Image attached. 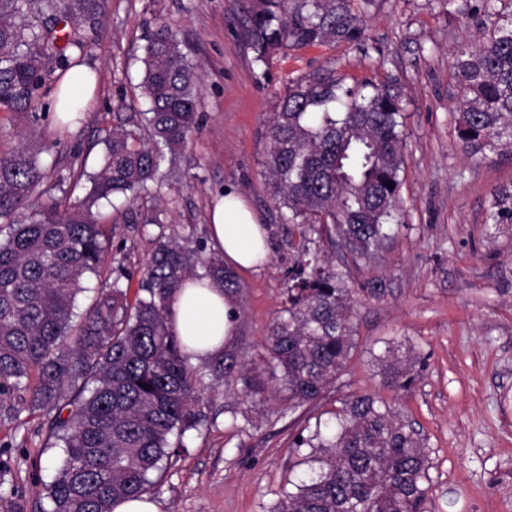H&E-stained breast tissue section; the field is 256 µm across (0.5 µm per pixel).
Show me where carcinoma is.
<instances>
[{
    "instance_id": "carcinoma-1",
    "label": "carcinoma",
    "mask_w": 512,
    "mask_h": 512,
    "mask_svg": "<svg viewBox=\"0 0 512 512\" xmlns=\"http://www.w3.org/2000/svg\"><path fill=\"white\" fill-rule=\"evenodd\" d=\"M104 8L105 0H0V111L37 116L50 85L82 65L88 34L102 33ZM245 14L243 37L261 63L290 46L356 43L364 32L349 0H251ZM142 63L147 137L106 132L85 194H75L84 171L72 172L70 189L29 212L49 177L38 151L0 155V419L42 411L40 427L62 443L47 512H112L115 502L149 492L151 476L204 419L206 375L241 382L247 403L275 400L290 411L336 386L357 349V299L320 242L336 238L354 263L368 262L390 235L399 197L401 93L347 87L336 72L316 71L289 83L269 122V192L299 227L301 247L264 354L249 357L235 334L220 356L190 362L171 328L173 292L202 268L237 310L244 287L196 227L167 234L158 213L148 219L159 231L134 296L123 287L133 273L119 260L77 314L83 283L99 275L109 249L99 201L148 189L197 129L200 74L177 34L158 26ZM456 69L465 153L512 151V17L495 22L489 41L461 51ZM486 223L512 224V190L495 196ZM416 364L412 346L387 348L377 358L381 384L408 388ZM296 447L311 449L318 470L270 512H422L426 441L383 398L353 395L334 427L299 437Z\"/></svg>"
}]
</instances>
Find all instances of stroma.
<instances>
[{
    "mask_svg": "<svg viewBox=\"0 0 512 512\" xmlns=\"http://www.w3.org/2000/svg\"><path fill=\"white\" fill-rule=\"evenodd\" d=\"M361 43L291 48L256 62L241 38L242 0H106L104 31L89 40L83 71L95 76L96 103L80 121L62 122L48 93L37 117L0 112V155L42 147L51 176L70 168L96 173L104 130L131 125L148 108L140 88L145 37L157 24L178 34L199 67V127L154 196L102 204L111 254L142 271L154 225L130 224V211L157 208L165 225L206 236L227 188L248 201L268 229V256L245 272L237 329L261 353L288 286L299 243L288 212L268 190V121L289 81L327 68L346 85L393 81L405 112L404 164L394 231L364 266L324 245L359 302L352 317L358 347L335 388L294 411L244 404L239 388L203 398L205 418L186 449L156 478L159 512H269L313 468L298 455V435L328 423L352 394H378L421 432L431 468L424 512H512V226L486 231L493 193L512 185V152L468 157L455 129L462 89L460 50L483 44L488 12L512 17V0H351ZM381 284L380 297L369 296ZM400 342L419 357L408 390L383 388L376 356ZM241 408L232 418L230 408ZM40 414L0 421V512H45L40 490L62 450L40 431Z\"/></svg>",
    "mask_w": 512,
    "mask_h": 512,
    "instance_id": "stroma-1",
    "label": "stroma"
}]
</instances>
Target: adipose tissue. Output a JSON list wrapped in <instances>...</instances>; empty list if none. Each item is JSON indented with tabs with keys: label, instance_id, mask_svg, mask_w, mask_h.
Masks as SVG:
<instances>
[{
	"label": "adipose tissue",
	"instance_id": "adipose-tissue-1",
	"mask_svg": "<svg viewBox=\"0 0 512 512\" xmlns=\"http://www.w3.org/2000/svg\"><path fill=\"white\" fill-rule=\"evenodd\" d=\"M210 248L224 257L226 266L247 270L262 264L267 230L244 198L225 190L212 214ZM224 291L209 278L186 280L171 296L173 328L192 360L221 353L234 324Z\"/></svg>",
	"mask_w": 512,
	"mask_h": 512
}]
</instances>
